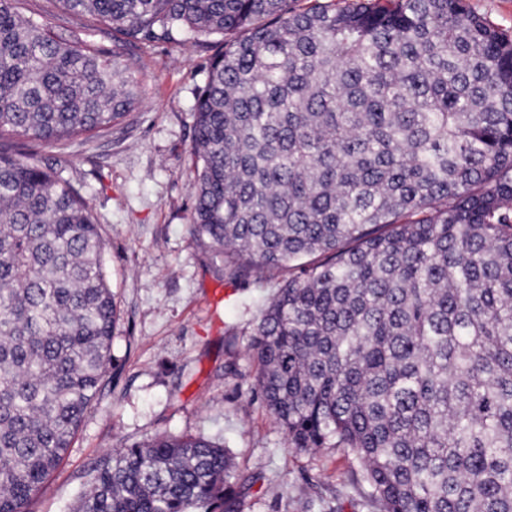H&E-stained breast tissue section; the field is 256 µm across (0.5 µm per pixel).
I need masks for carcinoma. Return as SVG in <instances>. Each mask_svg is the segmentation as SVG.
Masks as SVG:
<instances>
[{"mask_svg": "<svg viewBox=\"0 0 512 512\" xmlns=\"http://www.w3.org/2000/svg\"><path fill=\"white\" fill-rule=\"evenodd\" d=\"M0 0V512H29L112 365L88 202L32 145L136 106L124 45L221 38L195 105L192 231L260 309L256 385L288 448H341L382 512H512V40L466 0ZM204 436L114 448L74 512H238ZM29 7L34 10L47 9L54 13V17L48 19V23L52 26L54 32L60 36L68 34V30L75 25L78 20L71 16L59 12L52 3L44 0L28 1Z\"/></svg>", "mask_w": 512, "mask_h": 512, "instance_id": "1", "label": "carcinoma"}]
</instances>
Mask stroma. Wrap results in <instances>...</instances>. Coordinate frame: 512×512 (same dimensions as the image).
Segmentation results:
<instances>
[{
  "label": "stroma",
  "mask_w": 512,
  "mask_h": 512,
  "mask_svg": "<svg viewBox=\"0 0 512 512\" xmlns=\"http://www.w3.org/2000/svg\"><path fill=\"white\" fill-rule=\"evenodd\" d=\"M91 43L130 59L135 109L109 132L34 159L77 189L105 241L120 313L101 390L30 512H71L98 460L157 433L203 435L232 454L239 512H380L352 486L338 448L295 453L255 386L249 351L272 281L224 278V262L191 232L190 148L210 54L193 44Z\"/></svg>",
  "instance_id": "1"
}]
</instances>
